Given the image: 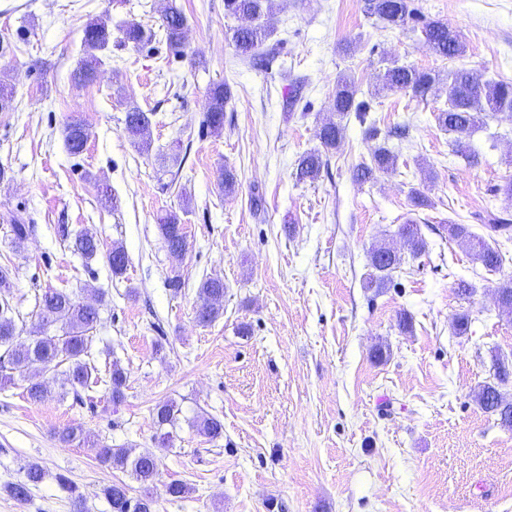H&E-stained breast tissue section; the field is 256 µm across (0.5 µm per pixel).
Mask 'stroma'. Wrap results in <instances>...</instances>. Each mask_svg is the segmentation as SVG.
<instances>
[{
  "label": "stroma",
  "instance_id": "1",
  "mask_svg": "<svg viewBox=\"0 0 512 512\" xmlns=\"http://www.w3.org/2000/svg\"><path fill=\"white\" fill-rule=\"evenodd\" d=\"M168 1L0 0V80L14 92L12 110L0 112V266L10 272L16 327L37 335L33 311L46 290L90 304L104 296L93 360L101 377L116 365L127 374L118 404L101 385L59 398V370L46 373L51 393L39 404L23 381L0 388V512H74L60 474L85 512H110L104 488L132 478L89 446L55 440L69 425L100 444L153 453L156 512H512V430L476 399L494 362H512V314L496 295L512 279V242L498 241L503 263L489 271L448 231L481 232L476 216L489 208L512 213L500 190L512 180V114L470 134L474 166L452 153L454 133L435 120L445 86L423 100L394 93L373 112L380 131L411 128L409 139L387 141L394 170L355 179L376 143L351 115L319 180L295 177L299 156L336 118L339 75L363 91L394 63L512 82V0H413L461 35L466 53L453 60L434 55L421 32L376 26L363 0H275L266 22L285 48L266 74L234 57L229 37L241 21L225 15L224 0H172L187 17L186 57L157 38L138 47L116 39L97 82L72 84L89 19L155 29ZM299 76L310 109L289 114L283 101ZM220 81L233 98L216 134L203 120L208 88ZM130 105L151 115L149 152L124 133ZM73 117L87 133L77 157L63 137ZM227 169L238 179L231 195L219 182ZM101 183L118 208L101 204ZM414 189L430 206H414ZM168 210L185 226L179 259L158 231ZM8 214L36 227L23 246ZM410 219L425 253L406 260L395 286L365 289L372 247L401 248L398 229ZM84 231L123 244L122 276L106 258L88 263L73 251L71 236ZM175 269L177 293L167 286ZM208 277L224 282V312L202 326L195 310ZM461 280L471 294L458 295ZM169 399L182 413L166 447L152 410ZM200 415L223 421V437L198 434L191 422ZM30 461L46 476L20 500L8 488ZM175 480L188 486L185 497L168 494Z\"/></svg>",
  "mask_w": 512,
  "mask_h": 512
}]
</instances>
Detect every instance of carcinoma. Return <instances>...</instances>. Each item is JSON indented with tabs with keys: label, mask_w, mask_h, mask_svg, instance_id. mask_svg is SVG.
Here are the masks:
<instances>
[{
	"label": "carcinoma",
	"mask_w": 512,
	"mask_h": 512,
	"mask_svg": "<svg viewBox=\"0 0 512 512\" xmlns=\"http://www.w3.org/2000/svg\"><path fill=\"white\" fill-rule=\"evenodd\" d=\"M413 0H364L365 13L375 18L383 28L405 27L410 23L421 25V32L430 50L442 58L454 59L465 52L464 42L459 34L448 29L438 21H426ZM274 0H224V13L235 18H248L255 24L235 29L231 36V45L236 57L253 66L263 68L279 53L281 42H271L273 32L259 20L273 9ZM186 17L182 10L170 5L162 20V29L170 52L176 56H186L184 29ZM122 39L135 46L152 40L154 32L137 22H128L120 28ZM112 45V28L102 18L89 20L83 28L81 39L82 56L78 59L71 74L72 81L81 86L94 83L102 56ZM447 81V104L439 109L435 118L438 124L449 132L457 134L452 152L465 155L471 163H478V155L466 152L464 138L475 128L485 124L490 114L512 111V82L484 80L466 68L448 71L446 78L431 70H419L412 66L392 64L386 68L380 83L368 91L376 98L384 93L410 91L416 97H424L431 88ZM359 89L347 77L341 76L336 82L334 106L338 121H332L320 128V147L303 154L297 163L298 181L317 180L328 165V155L342 141L345 126L342 119L354 112L360 123L368 124L366 135L374 139L379 133L376 120L369 118L371 106L366 100H357ZM232 98L231 87L224 81L213 85L207 94L205 124L214 131L224 128V110ZM150 121L142 109L137 106L128 108L125 117V133L132 144L142 152L151 148L149 139ZM65 145L72 155H79L84 150L85 129L81 120L71 119L64 129ZM397 156L385 145L375 148L372 164L356 167L355 176L367 180L375 169L389 170L395 167ZM485 235L477 236L469 231L468 225L458 224L454 237L462 240L469 250L474 262L483 268L494 270L501 266L503 256L499 250L491 247L489 242L499 238L512 239V215L505 212L488 210L480 217ZM15 244L21 246L35 233V225L9 216ZM160 234L169 253L186 251L187 240L180 217L169 212L160 217L158 224ZM404 247L411 256L422 254L426 242L416 224H403L399 228ZM73 251L80 254L86 262L97 258L101 252L100 240L91 232H84L74 238ZM106 259L112 274L121 275L128 264V256L119 243H114L106 251ZM372 273L367 277L364 287L383 288L392 281L393 273L403 263L402 254L389 252L388 247L379 246L370 253ZM200 303L196 307V320L202 325L214 322L223 314L224 281L206 278L199 285ZM13 307L7 298L0 297V348L4 349L8 367L0 375V387L14 384L15 378L22 380L29 377L32 367L40 365L45 370L66 366V381L72 391L77 388H89L98 383L97 367L91 362V333L100 322V308L81 302L75 294L66 290L50 289L44 292L36 302V316L41 328V335L23 338L17 333L12 317ZM498 383L488 384L478 394L482 408L496 417L498 424L512 429V400L502 396L500 385L512 379V368L502 364L498 367ZM127 376L118 365H112L108 380V393L113 403L124 399ZM48 395L47 382L30 381L26 387L27 400L38 404ZM179 408L172 400L160 402L153 408V420L162 430L160 439L168 442L172 433L163 428L172 427L177 421ZM199 434L210 440L224 435V424L214 416L202 417L196 422ZM57 440L63 444L90 441V435L78 427H64L54 432ZM99 460L112 468L127 471L139 483L140 493L130 494V488L124 483L114 484L105 490L111 512H154V501L149 496V488L158 474V463L153 454L142 452L132 455L128 448L103 447L97 449ZM23 480L10 486V493L15 498H24L32 485L43 481L44 469L37 463L29 462L23 467Z\"/></svg>",
	"instance_id": "carcinoma-1"
}]
</instances>
